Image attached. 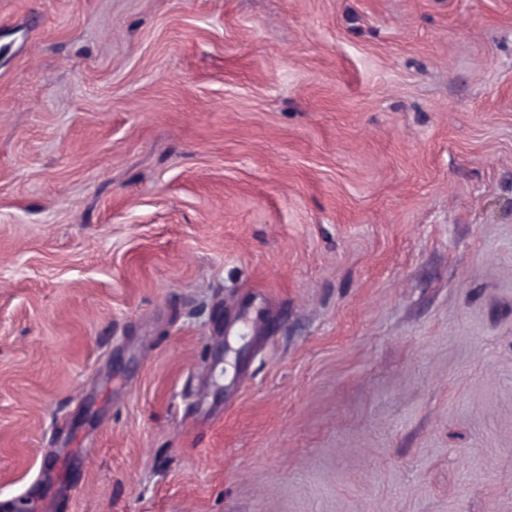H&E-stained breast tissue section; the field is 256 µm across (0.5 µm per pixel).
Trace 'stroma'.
Returning <instances> with one entry per match:
<instances>
[{
  "label": "stroma",
  "mask_w": 512,
  "mask_h": 512,
  "mask_svg": "<svg viewBox=\"0 0 512 512\" xmlns=\"http://www.w3.org/2000/svg\"><path fill=\"white\" fill-rule=\"evenodd\" d=\"M73 437L55 512H512V0H0V506Z\"/></svg>",
  "instance_id": "35a3bbf8"
}]
</instances>
